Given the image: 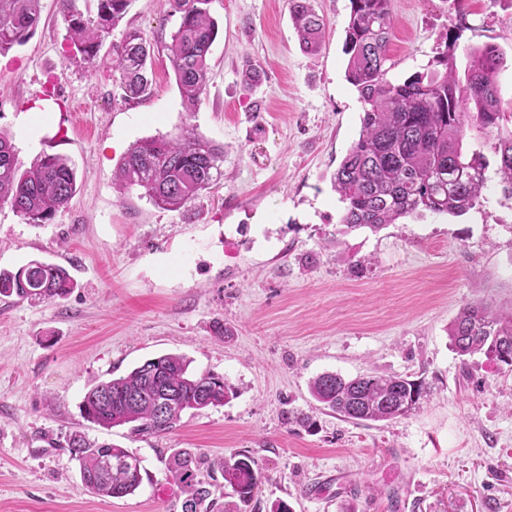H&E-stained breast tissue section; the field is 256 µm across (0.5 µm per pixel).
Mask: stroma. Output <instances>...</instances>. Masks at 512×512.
I'll use <instances>...</instances> for the list:
<instances>
[{"label": "stroma", "instance_id": "1", "mask_svg": "<svg viewBox=\"0 0 512 512\" xmlns=\"http://www.w3.org/2000/svg\"><path fill=\"white\" fill-rule=\"evenodd\" d=\"M328 26L304 52L288 0H211L219 25L197 111H187L165 44L178 25L164 0H133L104 39L102 64L68 56L58 0H41L30 38L0 55V132L21 169L71 159L77 192L46 224L0 205V271L38 260L76 282L65 299L0 296V512H182L167 471L188 450L206 465L244 452L262 483L252 512H512V371L462 361L448 326L482 301L512 306V199L490 134L471 133L486 200L466 214L408 216L342 232L332 176L361 129L345 79L350 0H314ZM389 75L426 71L441 35L496 44L499 96L512 111V0H393ZM154 49V90L128 102L105 58L127 31ZM262 72L247 87L245 61ZM193 128L224 149L223 177L179 211L113 174L132 144ZM163 354L224 377V405L184 413L153 436L86 422L91 384ZM424 380L409 416L359 422L309 392L319 374ZM307 415L302 427L291 416ZM75 428L140 457L132 495L90 493L66 449Z\"/></svg>", "mask_w": 512, "mask_h": 512}]
</instances>
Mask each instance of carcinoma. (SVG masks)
Segmentation results:
<instances>
[{
    "instance_id": "1",
    "label": "carcinoma",
    "mask_w": 512,
    "mask_h": 512,
    "mask_svg": "<svg viewBox=\"0 0 512 512\" xmlns=\"http://www.w3.org/2000/svg\"><path fill=\"white\" fill-rule=\"evenodd\" d=\"M40 0H0V53L23 44L39 20ZM69 54L94 64L100 43L124 18L132 0H97L96 13L83 12L77 0H59ZM178 25L167 45L176 83L188 111L201 101L210 71V49L218 23L210 0H165ZM301 48L319 49L326 20L311 0H288ZM391 0H350L343 52L345 78L363 104L361 130L333 176L345 203L341 224L348 230L376 232L410 215L462 216L485 201L487 177L481 151L464 153L468 133H496L494 152L502 192L512 198V113L501 108L498 77L503 54L494 45L467 46L464 77L457 73L456 39L443 36L444 48L432 69L405 80L388 78ZM151 47L136 32L125 35L112 55L128 101L151 95ZM224 148L183 131L174 138L151 137L134 143L122 158L116 180L137 186L155 206L177 211L200 192L218 184ZM77 189L74 163L44 154L31 170L19 172L14 146L0 134V204H8L30 224H46ZM77 287L60 266L31 261L16 271H0V296L34 301L64 299ZM453 350L461 357L483 354L512 369V309L481 302L464 305L448 327ZM182 356L166 354L143 362L127 375L92 385L79 405L83 418L105 429L129 425L146 435L171 432L187 410L224 405L233 389L213 373L194 374ZM312 397L336 415L355 421H390L408 415L427 396L422 381L365 374L346 379L326 372L310 383ZM94 494L121 498L143 482L142 460L111 442H99L81 429L64 443ZM203 462L184 450L168 462L171 479L185 493L182 512H214L217 476L203 480ZM216 470L237 497L236 512H247L261 483L255 460L244 453L224 459Z\"/></svg>"
}]
</instances>
